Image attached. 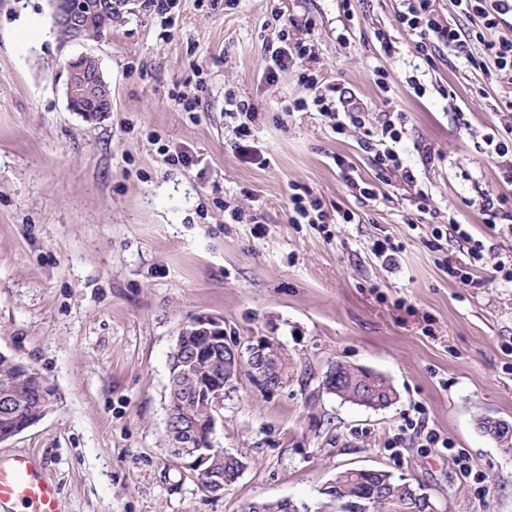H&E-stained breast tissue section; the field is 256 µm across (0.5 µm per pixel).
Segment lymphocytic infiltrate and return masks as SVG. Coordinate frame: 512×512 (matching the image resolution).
Instances as JSON below:
<instances>
[{"mask_svg": "<svg viewBox=\"0 0 512 512\" xmlns=\"http://www.w3.org/2000/svg\"><path fill=\"white\" fill-rule=\"evenodd\" d=\"M436 0H405V11L399 12L398 21L409 32L417 54L424 60H431L436 48L445 46L464 58H472V42H480L484 47V57L473 60L475 68L483 70L488 80L512 79V40L498 37L499 26L506 15H512V0H454L461 14L469 18L473 26L462 29L452 22L442 21L435 5ZM280 30L276 43L268 44L266 51L268 65L265 74L275 79L277 74L291 68L300 72L299 82L305 91L304 97L293 100L291 108L302 111L315 108L327 118L336 134L346 131L359 133L360 141L371 155V163L376 171L375 182H367L356 175L350 161L335 155L333 161L340 170L348 187L365 199L376 198V183H387L391 173H399L401 179L416 187L413 199L416 218L427 213L428 194L416 186L417 178L411 168L405 165L396 149L406 133V116L401 112L383 113L379 130H371L366 125V115L360 100L347 88L340 85H322L313 63L316 59L314 44L309 37L311 22L284 19L282 14H274ZM298 31L296 40H289V31ZM486 218L490 228L499 229L502 235L512 236V197L508 194H493L488 189H478L470 200ZM340 224H351L356 220L354 212L337 210L329 212L322 200L308 187L295 184L288 197V221L292 224H324L329 219ZM465 245L464 259L454 262L444 254L445 241ZM427 248L437 253L438 265L450 277L475 288L484 287L485 282L476 278L475 273L485 267H492L493 279L501 285H512V252H499L497 247L486 244L474 237L470 225L461 222L457 216H449L447 223L436 225L426 242ZM495 256V263H488V256Z\"/></svg>", "mask_w": 512, "mask_h": 512, "instance_id": "obj_1", "label": "lymphocytic infiltrate"}]
</instances>
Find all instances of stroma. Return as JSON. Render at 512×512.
Listing matches in <instances>:
<instances>
[{
    "label": "stroma",
    "instance_id": "1",
    "mask_svg": "<svg viewBox=\"0 0 512 512\" xmlns=\"http://www.w3.org/2000/svg\"><path fill=\"white\" fill-rule=\"evenodd\" d=\"M403 8L178 0L164 19L132 0L101 38L65 41L51 0H0V353L37 370L55 395L44 419L0 442V456L33 453L65 512H245L281 499L336 512L325 490L351 467L423 486L439 512H512V453L479 426L512 422V288L488 269L481 288L448 277L424 244L430 224L405 222L412 192L400 176L376 199L353 196L332 157L373 180L357 134H336L312 107L285 115L303 95L296 70L273 82L264 74L273 13L311 21L325 82L353 90L371 124L405 113L396 149L439 222L455 214L490 238L468 201L475 187L499 190L507 161L478 144L512 121L499 111L512 81L487 84L445 47L419 58L397 21ZM81 54L99 59L112 94L96 121L65 95V63ZM228 91L256 109L254 154L231 148ZM429 148L440 159L426 162ZM180 151L192 165L170 163ZM292 183L359 222L289 223ZM228 201L257 209L262 223H225ZM384 235L401 245L393 268L372 252ZM197 315L222 318L241 341L274 339L293 375L268 392L245 373L226 394L215 442L246 468L218 494L165 437L168 355ZM336 361L382 374L396 401L373 410L320 391ZM410 418L436 442L406 430Z\"/></svg>",
    "mask_w": 512,
    "mask_h": 512
}]
</instances>
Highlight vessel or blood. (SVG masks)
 Here are the masks:
<instances>
[{
    "label": "vessel or blood",
    "mask_w": 512,
    "mask_h": 512,
    "mask_svg": "<svg viewBox=\"0 0 512 512\" xmlns=\"http://www.w3.org/2000/svg\"><path fill=\"white\" fill-rule=\"evenodd\" d=\"M5 504L16 512H62L56 483L21 453L0 459V506Z\"/></svg>",
    "instance_id": "obj_1"
}]
</instances>
